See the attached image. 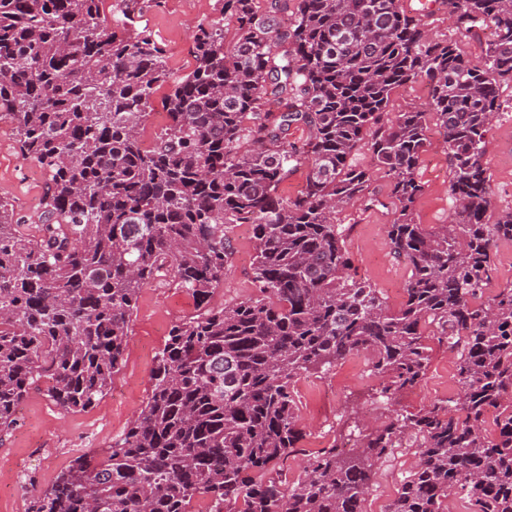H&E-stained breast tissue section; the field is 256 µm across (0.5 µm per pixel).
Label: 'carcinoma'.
I'll return each mask as SVG.
<instances>
[{
  "mask_svg": "<svg viewBox=\"0 0 512 512\" xmlns=\"http://www.w3.org/2000/svg\"><path fill=\"white\" fill-rule=\"evenodd\" d=\"M104 4L0 0V121L45 175L37 234L0 198V442L42 383L66 412L97 405L142 288L166 272L203 303L224 285L233 224L252 227L262 295L174 322L135 420L74 456L25 512H191L198 499L206 512H366L374 466L406 446L418 462L385 512H445L452 492L471 512H512V284L483 298L512 211L489 220L482 162L512 81V0H440L459 36L492 28L482 67L399 0H223L182 75ZM418 79L430 111L389 119L392 92ZM159 92L168 124L148 142ZM430 120L455 202L433 230L414 218ZM364 143L390 178L387 234L411 272L396 310L352 273L336 223L368 188L351 163ZM303 165L304 190L281 198ZM433 342L454 355L459 391L394 409ZM363 351L387 420L359 451L338 439L284 480L305 437L294 384Z\"/></svg>",
  "mask_w": 512,
  "mask_h": 512,
  "instance_id": "cac0c4a2",
  "label": "carcinoma"
}]
</instances>
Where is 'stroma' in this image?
Segmentation results:
<instances>
[{
	"label": "stroma",
	"mask_w": 512,
	"mask_h": 512,
	"mask_svg": "<svg viewBox=\"0 0 512 512\" xmlns=\"http://www.w3.org/2000/svg\"><path fill=\"white\" fill-rule=\"evenodd\" d=\"M113 11L126 13L129 26L146 31L165 51L168 69L187 72L193 62L192 35L198 25L220 17L219 0H106ZM401 8L419 18L426 29L443 38L455 32L447 8L437 0H399ZM501 97L507 107L487 134L484 166L490 179L494 212L512 209V82L503 83ZM427 147L416 177L423 191L415 204L417 223L434 229L449 223L454 201L448 192V154L436 127L427 131ZM355 161L370 171L365 198L336 215L343 224L345 247L359 279L381 293L389 308L404 299L409 269L395 259L386 226L394 219L389 197V179L375 167L367 148H360ZM44 174L31 160L23 159L11 128L0 123V197L13 204L22 217L25 233H35L43 193ZM233 255L224 272V285L210 304L219 308L257 296L253 276L256 241L249 225L237 224L228 232ZM194 299L160 276L142 289L132 317L125 363L112 382V391L86 411L67 412L56 406L44 389L30 390L19 411V422L11 438L0 445V461L22 460L36 477L38 487L49 485L76 452L106 449L139 414L150 390V375L157 353L163 348L171 325L195 313ZM375 384L367 372V357L358 354L338 364L329 374L300 378L294 386L298 414L305 432L302 454L289 458L291 476H298L303 454L329 446L336 437L349 435L356 426L381 424L385 411L371 403ZM458 383L454 358L445 348L434 347L425 379L398 402L401 409L416 411L432 402L456 394ZM415 449L399 448L378 464L367 512H384L401 481L416 466Z\"/></svg>",
	"instance_id": "stroma-1"
}]
</instances>
